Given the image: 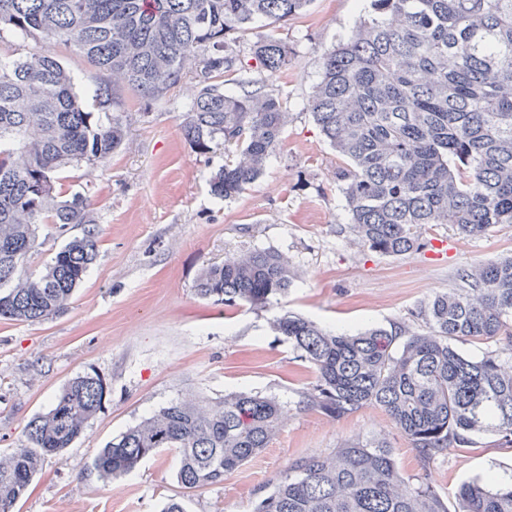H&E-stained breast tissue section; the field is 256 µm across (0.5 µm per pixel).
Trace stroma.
Masks as SVG:
<instances>
[{
  "label": "stroma",
  "instance_id": "1",
  "mask_svg": "<svg viewBox=\"0 0 512 512\" xmlns=\"http://www.w3.org/2000/svg\"><path fill=\"white\" fill-rule=\"evenodd\" d=\"M364 7V0H313L305 15L277 29L295 52L288 70L269 81L288 102V124L263 175L238 197L220 200L209 190L223 148L202 154L181 134L196 91L191 73L162 101L121 92L128 114L121 150L63 172L66 188L93 204L98 257L64 314L0 321V458L72 378L97 374L107 394L74 447L44 463L15 512H160L171 497L186 512H253L293 461L381 436L405 476H426L457 512L463 482L512 465V448L484 435L473 447L448 449L424 470L380 408L342 419L298 410L315 375L270 328L274 317L293 312L336 333L394 324L423 333L429 298L463 287L470 266L512 254L510 225L473 239L448 224L422 229L421 239L443 242L439 253L427 246L390 257L354 241L334 177L338 158L307 101L323 50L348 35ZM11 48L19 56L51 53L74 74L80 92L101 78L65 44L16 40ZM254 249L288 255L297 278L287 296L256 309L197 295L204 266ZM239 390L277 398L288 420L268 448L222 484L184 492L176 481L178 455L167 449L120 480L105 482L92 471L96 449L171 401L188 394L219 400Z\"/></svg>",
  "mask_w": 512,
  "mask_h": 512
}]
</instances>
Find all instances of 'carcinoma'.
Wrapping results in <instances>:
<instances>
[{
  "label": "carcinoma",
  "mask_w": 512,
  "mask_h": 512,
  "mask_svg": "<svg viewBox=\"0 0 512 512\" xmlns=\"http://www.w3.org/2000/svg\"><path fill=\"white\" fill-rule=\"evenodd\" d=\"M312 0H0L5 35L60 42L107 75L89 112L74 78L51 54L0 52V319L41 322L65 312L98 256V224L85 195L61 173L109 159L123 145L119 92L155 101L197 72L199 89L180 129L199 152L224 144L209 180L224 200L263 173L289 112L263 78L248 76L240 44L259 20L278 28ZM260 74L288 68L291 49L274 33L249 47ZM230 76L237 90L216 79ZM309 107L341 158L335 177L349 228L363 247L404 256L426 247L418 229L452 225L480 237L512 224V0H370L351 35L323 52ZM40 224L71 237L37 275L26 263ZM288 256L251 250L200 273L202 298L263 308L288 294ZM467 287L428 300L429 331L407 327L331 334L285 314L272 329L315 373L304 406L341 419L376 406L417 452L422 467L477 435L512 447V356L478 358L453 342L503 340L512 350V255L462 273ZM96 375L65 384L51 409L28 422L0 459V512H13L46 459L62 456L100 411ZM288 411L276 399L236 391L212 402H170L95 453L104 481L128 476L164 448L177 452L184 490L213 486L267 448ZM458 512H512V470L462 484ZM254 512H449L427 481L406 478L383 439L347 441L300 458Z\"/></svg>",
  "instance_id": "cac0c4a2"
}]
</instances>
